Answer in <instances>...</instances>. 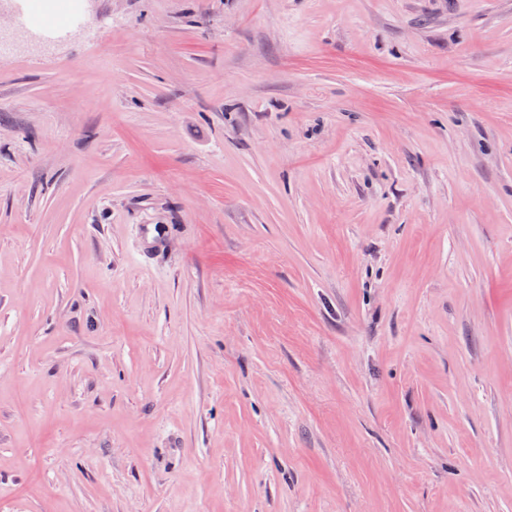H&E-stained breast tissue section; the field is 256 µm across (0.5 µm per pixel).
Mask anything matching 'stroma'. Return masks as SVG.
<instances>
[{
  "instance_id": "1",
  "label": "stroma",
  "mask_w": 512,
  "mask_h": 512,
  "mask_svg": "<svg viewBox=\"0 0 512 512\" xmlns=\"http://www.w3.org/2000/svg\"><path fill=\"white\" fill-rule=\"evenodd\" d=\"M27 8L0 512H512V0Z\"/></svg>"
}]
</instances>
